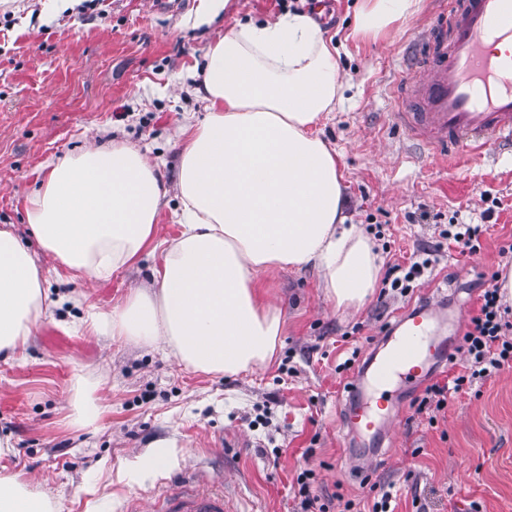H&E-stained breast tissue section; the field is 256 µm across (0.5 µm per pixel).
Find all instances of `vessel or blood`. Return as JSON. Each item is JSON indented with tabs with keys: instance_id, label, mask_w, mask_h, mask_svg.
I'll list each match as a JSON object with an SVG mask.
<instances>
[{
	"instance_id": "vessel-or-blood-1",
	"label": "vessel or blood",
	"mask_w": 512,
	"mask_h": 512,
	"mask_svg": "<svg viewBox=\"0 0 512 512\" xmlns=\"http://www.w3.org/2000/svg\"><path fill=\"white\" fill-rule=\"evenodd\" d=\"M512 0H441L422 55L396 80V125L441 160H460L512 145ZM447 301L409 308L357 373L344 407L348 432L359 440L387 431L395 398L369 404L368 387L426 379L451 354L446 331L456 324ZM165 512H231L211 485L170 489Z\"/></svg>"
}]
</instances>
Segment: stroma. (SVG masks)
<instances>
[{"mask_svg":"<svg viewBox=\"0 0 512 512\" xmlns=\"http://www.w3.org/2000/svg\"><path fill=\"white\" fill-rule=\"evenodd\" d=\"M201 0L178 12L152 0H0V229L29 241L50 294L74 300L35 329L17 358H0V456L21 480L56 499L60 512H130L142 498L161 512L174 481L228 482L232 512H295V479L313 470L319 497H367L362 478L394 483L395 512H512V368L449 397L436 421L415 414L425 384L398 391L399 424L383 444L352 442L342 423L355 370L380 336L422 296L456 294L468 317L490 274L512 269V151L446 167L395 129L391 91L438 9H418L381 37L352 34L361 0H324L316 20L339 50L344 93L316 133L340 155L351 223L406 261L421 243L444 256L408 296L337 308L316 270L275 269L259 280L284 326L274 360L235 377L205 374L161 350L98 332L93 317L125 302L150 277L161 252H144L106 281L73 278L33 242L26 206L48 162L90 145L124 141L155 163L169 190L155 238L177 237L178 134L205 104L188 73L207 44L238 22H264L306 0H224L215 23L195 24ZM417 217L405 220L406 213ZM483 227L481 248L461 253L443 240L450 218ZM84 379L99 420L71 421L70 397ZM165 462L143 469L152 446Z\"/></svg>","mask_w":512,"mask_h":512,"instance_id":"stroma-1","label":"stroma"}]
</instances>
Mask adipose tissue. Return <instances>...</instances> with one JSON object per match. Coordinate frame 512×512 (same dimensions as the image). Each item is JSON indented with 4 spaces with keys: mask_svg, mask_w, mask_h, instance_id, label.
Segmentation results:
<instances>
[{
    "mask_svg": "<svg viewBox=\"0 0 512 512\" xmlns=\"http://www.w3.org/2000/svg\"><path fill=\"white\" fill-rule=\"evenodd\" d=\"M416 2L365 0L356 29L377 34ZM198 79L206 116L182 128V231L165 243L150 285L99 325L194 371L236 376L267 366L282 334L279 309L258 296L262 274L313 267L327 299L358 308L381 260L347 223L339 155L314 131L341 84L337 49L310 15L229 27L208 43ZM165 196L155 164L116 141L49 162L27 215L59 265L106 280L154 244ZM54 306L25 245L0 229V354L16 356ZM0 512L58 508L0 472Z\"/></svg>",
    "mask_w": 512,
    "mask_h": 512,
    "instance_id": "obj_1",
    "label": "adipose tissue"
}]
</instances>
